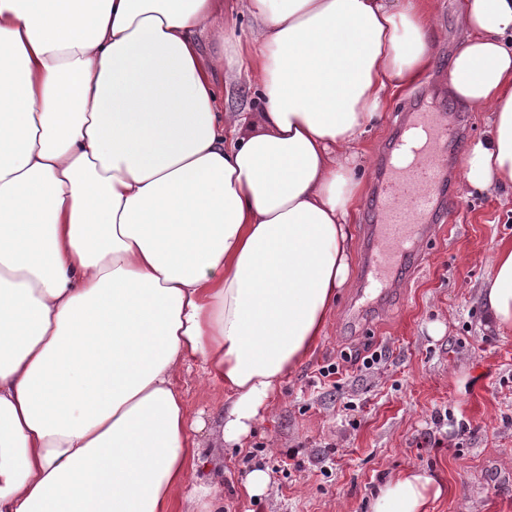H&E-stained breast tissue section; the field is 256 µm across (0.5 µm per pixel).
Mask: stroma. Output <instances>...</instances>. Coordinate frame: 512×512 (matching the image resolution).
Here are the masks:
<instances>
[{"mask_svg": "<svg viewBox=\"0 0 512 512\" xmlns=\"http://www.w3.org/2000/svg\"><path fill=\"white\" fill-rule=\"evenodd\" d=\"M460 0H435V64L412 87L393 91L381 119L360 145L366 170L352 226V272L336 300L325 334L291 371L273 411L243 447L210 448L224 467V512H369L386 478L409 467L434 472L448 487L432 512H512V334L486 329L480 290L496 244L512 239V211L497 197L468 194L458 172L465 146L486 130L488 115L451 110L448 65L460 31ZM438 111H454L462 135L448 148L454 173L452 208L421 243L416 268L401 267L398 282L374 309L355 314L364 261L363 230L373 223L380 151L399 133V115L421 96ZM444 327L440 337L429 328ZM383 352L378 368L349 366L337 378L321 367ZM177 389L190 415L213 420L227 401L223 387L207 385L200 367L180 374ZM441 415L433 424L432 415ZM259 466L268 491L248 496L242 480Z\"/></svg>", "mask_w": 512, "mask_h": 512, "instance_id": "obj_1", "label": "stroma"}]
</instances>
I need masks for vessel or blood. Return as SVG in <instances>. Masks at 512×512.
<instances>
[{"mask_svg":"<svg viewBox=\"0 0 512 512\" xmlns=\"http://www.w3.org/2000/svg\"><path fill=\"white\" fill-rule=\"evenodd\" d=\"M407 125L421 130L424 139L415 147L404 140L397 142V149L411 150L414 160L404 166L387 162L376 222L370 227L364 280L380 291L393 285L395 272L433 232L432 217L448 185V170L437 159L458 135L455 121L446 120L441 112L408 113Z\"/></svg>","mask_w":512,"mask_h":512,"instance_id":"obj_1","label":"vessel or blood"}]
</instances>
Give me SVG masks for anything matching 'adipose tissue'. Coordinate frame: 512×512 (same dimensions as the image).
I'll return each mask as SVG.
<instances>
[{"label": "adipose tissue", "instance_id": "1", "mask_svg": "<svg viewBox=\"0 0 512 512\" xmlns=\"http://www.w3.org/2000/svg\"><path fill=\"white\" fill-rule=\"evenodd\" d=\"M433 0H0V512H224L191 431L235 447L323 336L349 275L357 146L433 65ZM448 96L490 115L465 184L512 189V0H462ZM228 49L259 127L220 109ZM512 332V240L480 291ZM199 362L228 401L190 421ZM447 485L391 474L371 512Z\"/></svg>", "mask_w": 512, "mask_h": 512}]
</instances>
